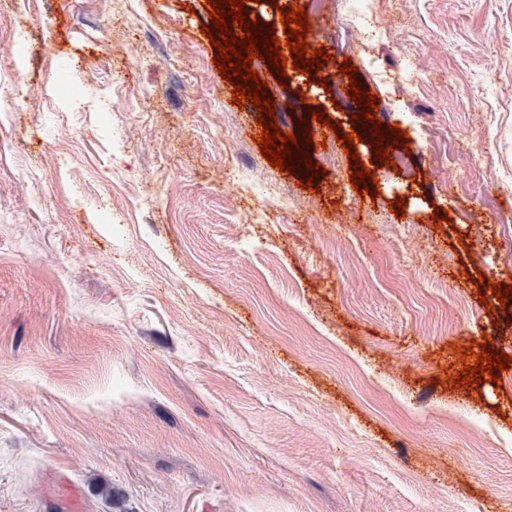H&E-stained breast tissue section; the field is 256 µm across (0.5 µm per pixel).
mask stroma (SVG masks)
Wrapping results in <instances>:
<instances>
[{
    "label": "stroma",
    "mask_w": 512,
    "mask_h": 512,
    "mask_svg": "<svg viewBox=\"0 0 512 512\" xmlns=\"http://www.w3.org/2000/svg\"><path fill=\"white\" fill-rule=\"evenodd\" d=\"M374 4L336 60L411 172L330 143L313 193L225 104L205 0H0V512L60 478L86 512H512V368L447 382L512 357L472 281L512 287V0ZM252 67L280 131L352 132L351 95Z\"/></svg>",
    "instance_id": "35a3bbf8"
}]
</instances>
